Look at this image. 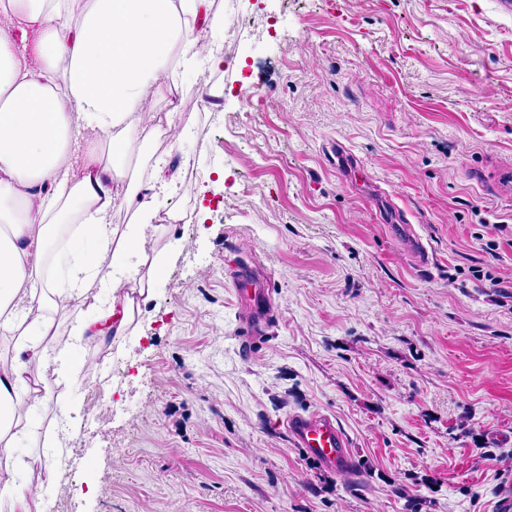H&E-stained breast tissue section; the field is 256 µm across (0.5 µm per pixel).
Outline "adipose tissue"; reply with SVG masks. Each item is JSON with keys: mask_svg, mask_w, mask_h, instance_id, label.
<instances>
[{"mask_svg": "<svg viewBox=\"0 0 512 512\" xmlns=\"http://www.w3.org/2000/svg\"><path fill=\"white\" fill-rule=\"evenodd\" d=\"M213 0H0V334L15 339L0 364V507L49 512L60 446L18 456L38 434L51 393L84 374L86 347L132 333L169 249L154 199L175 179L155 164L124 183L150 131L130 137L146 102L220 69L224 18ZM34 37L32 48L16 33ZM133 224H112L118 206ZM137 279L123 280L131 262ZM110 294L109 304L99 295ZM75 311L60 345L55 308Z\"/></svg>", "mask_w": 512, "mask_h": 512, "instance_id": "ef3b65f1", "label": "adipose tissue"}]
</instances>
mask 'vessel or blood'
Wrapping results in <instances>:
<instances>
[{
  "label": "vessel or blood",
  "instance_id": "vessel-or-blood-1",
  "mask_svg": "<svg viewBox=\"0 0 512 512\" xmlns=\"http://www.w3.org/2000/svg\"><path fill=\"white\" fill-rule=\"evenodd\" d=\"M233 285L246 310L247 339L256 342L268 328L271 299L252 269H239ZM284 426L294 444L316 464L345 473L354 469V454L334 416L319 411L293 413L285 419Z\"/></svg>",
  "mask_w": 512,
  "mask_h": 512
}]
</instances>
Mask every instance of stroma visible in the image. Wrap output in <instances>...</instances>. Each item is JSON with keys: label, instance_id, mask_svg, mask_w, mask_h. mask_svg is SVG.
<instances>
[{"label": "stroma", "instance_id": "35a3bbf8", "mask_svg": "<svg viewBox=\"0 0 512 512\" xmlns=\"http://www.w3.org/2000/svg\"><path fill=\"white\" fill-rule=\"evenodd\" d=\"M222 88L154 148L201 174L136 330L118 400L51 512H489L512 480V0H214ZM267 102L248 109L254 95ZM345 147L360 178L332 157ZM412 225L415 264L388 227ZM263 269L248 346L231 274ZM335 416L322 470L283 425ZM297 448L321 467L350 473L355 468V457L345 434L334 416L314 411L292 413L284 421Z\"/></svg>", "mask_w": 512, "mask_h": 512}]
</instances>
